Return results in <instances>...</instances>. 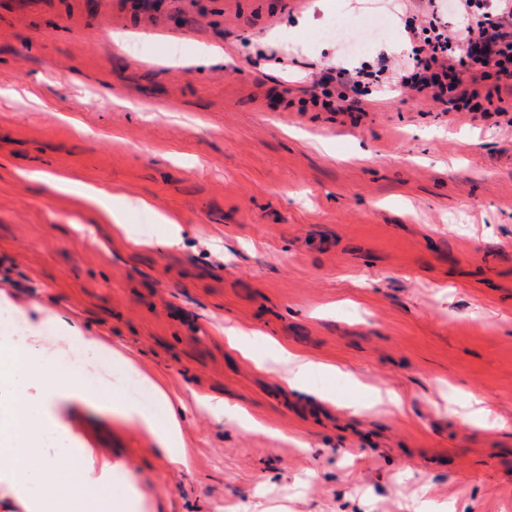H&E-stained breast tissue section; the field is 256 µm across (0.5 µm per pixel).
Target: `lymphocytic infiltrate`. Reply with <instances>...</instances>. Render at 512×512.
I'll return each mask as SVG.
<instances>
[{"label": "lymphocytic infiltrate", "mask_w": 512, "mask_h": 512, "mask_svg": "<svg viewBox=\"0 0 512 512\" xmlns=\"http://www.w3.org/2000/svg\"><path fill=\"white\" fill-rule=\"evenodd\" d=\"M467 17L464 25L449 27L428 16L408 31L411 52L400 73L402 90L431 97L447 112H478L485 118L512 112V0H458ZM385 61L356 71L327 72L315 86L321 105L330 112L361 107L367 88L380 84Z\"/></svg>", "instance_id": "1"}]
</instances>
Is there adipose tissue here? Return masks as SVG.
<instances>
[{"mask_svg": "<svg viewBox=\"0 0 512 512\" xmlns=\"http://www.w3.org/2000/svg\"><path fill=\"white\" fill-rule=\"evenodd\" d=\"M26 180L44 185L50 193L72 197L94 212L100 223L111 225L114 236L139 247L150 246L147 238L134 236L125 215L131 209L146 208L145 200L113 205L109 193L79 181L40 170L26 172ZM282 369L290 387L326 394L336 376L335 367L314 362L298 354L281 355ZM41 384L39 401L29 399L25 386L31 376ZM65 400L91 407L111 408L113 415L125 423L153 434L167 443L179 427L177 418L159 425L135 403L125 400L109 385H89L75 377L63 375L57 352L29 342L0 343V472L6 473L15 486L38 481L39 505L47 512H110L112 504L98 496L99 486L88 472H76L64 466L60 457L43 453L27 443L32 427H39L46 439L61 432L59 423L48 410Z\"/></svg>", "mask_w": 512, "mask_h": 512, "instance_id": "1", "label": "adipose tissue"}]
</instances>
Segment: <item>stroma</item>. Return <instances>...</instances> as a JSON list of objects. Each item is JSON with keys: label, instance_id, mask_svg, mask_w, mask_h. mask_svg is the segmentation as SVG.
<instances>
[{"label": "stroma", "instance_id": "stroma-1", "mask_svg": "<svg viewBox=\"0 0 512 512\" xmlns=\"http://www.w3.org/2000/svg\"><path fill=\"white\" fill-rule=\"evenodd\" d=\"M433 10L453 4L0 0V309L132 350L182 403L166 449L59 410L70 447L111 460L126 512H512V126L390 83L363 112L310 101L327 69L398 73L405 17ZM339 19L363 55L323 39ZM209 47L225 60L198 66ZM28 169L144 199L134 234L180 242L90 238ZM228 325L339 369L332 400L257 368ZM377 389L403 412L372 406ZM472 393L481 426L459 415Z\"/></svg>", "mask_w": 512, "mask_h": 512}]
</instances>
